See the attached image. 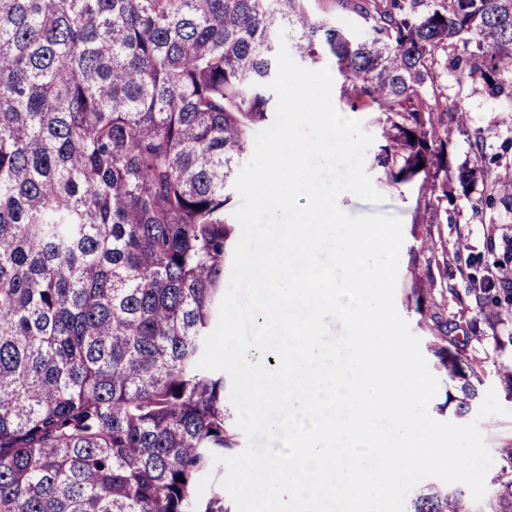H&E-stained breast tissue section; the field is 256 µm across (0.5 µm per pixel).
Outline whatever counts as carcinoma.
Here are the masks:
<instances>
[{
  "instance_id": "carcinoma-1",
  "label": "carcinoma",
  "mask_w": 512,
  "mask_h": 512,
  "mask_svg": "<svg viewBox=\"0 0 512 512\" xmlns=\"http://www.w3.org/2000/svg\"><path fill=\"white\" fill-rule=\"evenodd\" d=\"M0 0V512H232L200 482L239 447L224 375L197 368L235 245V171L272 109L280 32L379 114L374 160L421 177L446 224L459 73L512 102V0ZM355 15L359 32L336 26ZM460 168L463 192L488 177ZM407 302L470 412L482 366L448 348V300ZM431 484L408 512H470ZM487 512H512V471Z\"/></svg>"
}]
</instances>
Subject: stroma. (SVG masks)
I'll list each match as a JSON object with an SVG mask.
<instances>
[{
	"label": "stroma",
	"mask_w": 512,
	"mask_h": 512,
	"mask_svg": "<svg viewBox=\"0 0 512 512\" xmlns=\"http://www.w3.org/2000/svg\"><path fill=\"white\" fill-rule=\"evenodd\" d=\"M440 91L449 100H456L468 110L470 122L467 133H453L448 145V176L456 178L461 165L477 162L473 140L482 137L485 153L490 157L491 177L473 185L468 193L457 194L454 219L448 224L433 225L438 243L446 250L445 264L433 267L436 287L448 289V325L458 348L464 354L480 360L484 388L494 389L507 415L485 417L479 423L485 443L493 457V464L485 477L486 487H493L504 464L503 451L512 448V385L505 376L512 372V319L499 321L480 313L472 294L467 293L461 273L464 261L471 251L487 247L488 236L512 233V209L494 204L484 209L480 217H473L471 205L481 196L498 194L501 184L512 181V109L501 101L489 98L478 87L458 84L453 73H442ZM377 146H370L364 167L374 188L382 194L379 202H370L357 196L343 200L344 211L354 217L385 215L399 218L403 228L395 304L399 314L408 322L417 338H426L427 332L417 324L418 315L409 308L406 296L413 286V264L417 244L425 231L413 217L417 208L416 183L391 185L381 168L374 163Z\"/></svg>",
	"instance_id": "1"
}]
</instances>
